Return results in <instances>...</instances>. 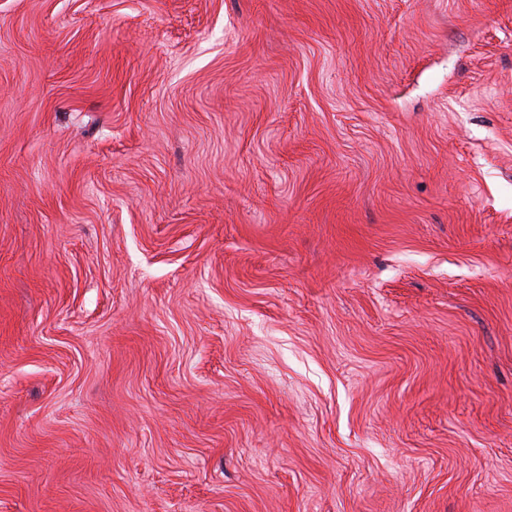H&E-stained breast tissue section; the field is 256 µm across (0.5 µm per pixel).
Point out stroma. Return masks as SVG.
<instances>
[{
	"label": "stroma",
	"mask_w": 512,
	"mask_h": 512,
	"mask_svg": "<svg viewBox=\"0 0 512 512\" xmlns=\"http://www.w3.org/2000/svg\"><path fill=\"white\" fill-rule=\"evenodd\" d=\"M0 512H512V0H0Z\"/></svg>",
	"instance_id": "35a3bbf8"
}]
</instances>
